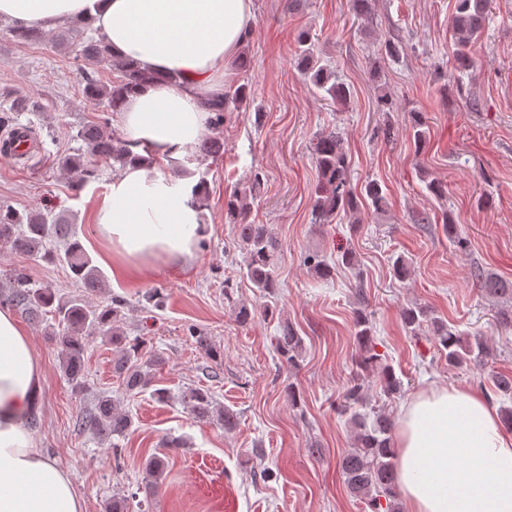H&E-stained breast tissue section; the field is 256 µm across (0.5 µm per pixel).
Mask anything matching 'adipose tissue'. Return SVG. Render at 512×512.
Wrapping results in <instances>:
<instances>
[{
  "label": "adipose tissue",
  "mask_w": 512,
  "mask_h": 512,
  "mask_svg": "<svg viewBox=\"0 0 512 512\" xmlns=\"http://www.w3.org/2000/svg\"><path fill=\"white\" fill-rule=\"evenodd\" d=\"M19 26L90 24L115 57L153 80L117 120L134 152L187 160L222 95L226 67L252 34L253 0H0ZM123 275L187 266L208 234L194 186L141 164L114 175L95 214ZM43 367L13 310L0 307V512H83L66 471L30 425ZM394 446L403 512H512V431L478 391L430 387L400 408Z\"/></svg>",
  "instance_id": "1"
}]
</instances>
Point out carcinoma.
Returning <instances> with one entry per match:
<instances>
[{"mask_svg":"<svg viewBox=\"0 0 512 512\" xmlns=\"http://www.w3.org/2000/svg\"><path fill=\"white\" fill-rule=\"evenodd\" d=\"M491 7L492 0H455L452 30L455 43L461 48L455 57L456 71L464 72L471 67V60L462 49L481 39L486 22L489 21ZM296 55L303 77L316 94L334 104L345 105L350 102V87L339 82L334 73L315 58L309 32L303 31L298 35ZM75 58L118 66L121 71L118 82L101 83L89 79L84 87L86 98L104 105L110 112L119 111L125 97L150 79L139 67L114 57L106 43L100 40L88 38L80 42L76 47ZM251 102L250 86L236 83L224 88L223 95L207 101L211 112L209 126L212 134L201 139L197 146L198 164L215 160L224 154V138L220 130L224 126L226 113L247 108ZM408 125L415 147L421 148L429 139V129L422 114L411 113ZM76 137L82 141L85 152L63 158L62 166L80 172L76 183L78 188L97 176V170L86 162L88 156L109 160L112 166L120 169L142 159L127 142L104 134L99 124L81 126ZM312 156L319 178L312 204V215L316 223L330 224L342 216L353 224H360L363 208L376 212L385 210L387 198L379 182L370 180L358 192L352 189L350 161L343 138L338 132L316 135L312 141ZM250 198L251 194L245 191L233 192L225 202V216L235 228V243L243 259V277L265 299L264 315L272 317L277 312L279 300L281 247L267 225L248 221ZM2 239L9 241L20 253L40 257L49 263L66 265L73 280L87 291H95L102 285L103 274L86 253L72 225L58 217H51L39 210L19 212L0 206ZM56 239L66 241L61 253L49 247L50 242ZM304 263L321 279L331 276L332 268L318 255L304 257ZM473 278L486 296L505 304L499 312L498 320L501 325L512 327V281L479 267L474 268ZM354 293L360 305L354 312L359 354L343 401L337 406L341 416L350 425L353 442L352 447L340 458L338 468L349 493L364 500L370 512H399L396 458L392 442L394 420L386 410L369 405L366 381L371 374H377L383 393L389 398L401 395L404 382L390 365L382 362V355L376 353L372 317L364 305V289L357 286ZM3 302L38 318L49 315L61 327L55 340L60 348L63 372L75 387L80 388L84 384L83 354L89 339L98 333H104L112 340V373L125 390H143L151 385L153 370L161 363V358L156 355L145 357L142 341L129 339L116 325L121 300L115 298L110 305L91 307L80 295L59 296L51 288L38 286L25 274L17 273L13 276L9 294L3 298ZM402 322L412 336L419 335L423 326L430 327L439 351L451 366H461L472 361L478 363L487 355L482 341L466 339L457 327L433 316L426 307L412 305L403 309ZM276 350L290 367L296 366L304 350L303 338L286 321L279 325ZM182 400L195 418L216 422L226 432L232 431L237 424V415L216 408L210 392L205 389L191 387L183 392ZM82 425L97 434L122 438L131 427V419L117 410L111 396L102 394ZM164 472V459L154 457L149 461L144 482L138 487L144 493L142 505L149 504V499L155 496Z\"/></svg>","mask_w":512,"mask_h":512,"instance_id":"1","label":"carcinoma"}]
</instances>
